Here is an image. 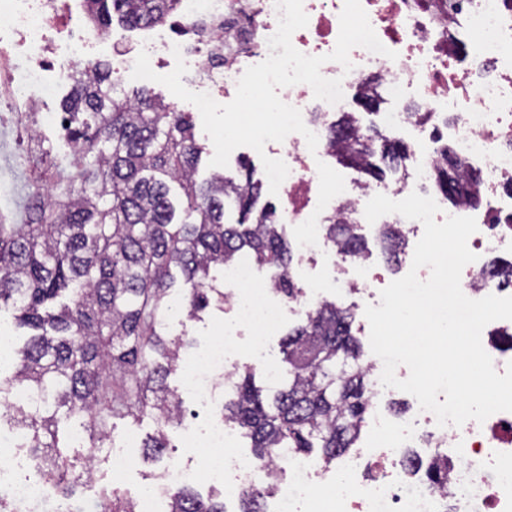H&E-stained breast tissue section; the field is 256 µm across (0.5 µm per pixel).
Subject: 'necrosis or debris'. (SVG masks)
Returning a JSON list of instances; mask_svg holds the SVG:
<instances>
[{
    "mask_svg": "<svg viewBox=\"0 0 512 512\" xmlns=\"http://www.w3.org/2000/svg\"><path fill=\"white\" fill-rule=\"evenodd\" d=\"M83 2L0 0V111L19 116L33 112L39 125L54 124L56 114L39 109L43 94L94 66L106 43L122 65L134 64L143 51L154 63L182 56L188 66L184 85L220 101L235 93L248 67L268 57V40L279 21L275 0H178L169 25L139 28L113 41L97 28ZM361 5L380 42L397 52V59L356 47L349 54L351 70L330 61L321 73L341 79L346 94L366 84L376 86L390 105L377 113V124L410 141L412 162L401 165L394 187L349 181L324 212L357 215L360 234L377 240L384 225L401 218L391 213L368 223L363 216L367 202L379 193L400 200L412 185L422 186L439 207L436 222L450 216L477 222L467 242L477 259L462 270L463 293L472 299L503 295L498 279L484 272L492 259L512 254V0H361ZM343 6L344 0H303L309 22L293 34L294 47L310 56L331 53ZM281 98L300 110L306 127L318 137L313 151L298 133L280 144L289 174L280 186L278 217L287 225L304 222L313 213L310 193L319 184L315 158L329 154L330 128L348 103L316 99L306 84L283 88ZM442 140L478 176L484 207L449 204L433 183L436 144ZM404 223L414 238L422 237L420 221ZM294 251L301 261L328 253L334 271L345 272V285L361 293L364 303L378 304L385 277L368 258L344 259L339 247L323 237L317 245H298ZM259 278L258 268L244 260L225 267L230 290L224 303L235 323L263 342L276 335L291 307L248 295ZM236 361L235 342L217 337L185 383L201 403H208L216 383L230 379ZM194 438L210 450L213 461L204 472L169 464L171 484L206 481L240 491L266 483L267 470L234 450L239 435L227 424H212ZM22 444L20 433L0 434V485L31 512H39L51 490L39 476L25 473ZM442 448L448 451L444 492L425 471ZM412 453L420 456L422 468L408 466ZM276 483L275 504L267 512H512V412L441 427L433 413L417 408L389 431L375 432L334 469L311 457L281 452Z\"/></svg>",
    "mask_w": 512,
    "mask_h": 512,
    "instance_id": "obj_1",
    "label": "necrosis or debris"
}]
</instances>
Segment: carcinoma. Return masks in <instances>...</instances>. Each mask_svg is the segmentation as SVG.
<instances>
[{
	"label": "carcinoma",
	"instance_id": "1",
	"mask_svg": "<svg viewBox=\"0 0 512 512\" xmlns=\"http://www.w3.org/2000/svg\"><path fill=\"white\" fill-rule=\"evenodd\" d=\"M177 0H86L92 19L107 27L113 18L136 27L161 24ZM63 138L70 152L60 158L33 131L37 146L23 164L34 175L20 223L0 214V311L14 312L27 338L14 371L0 376V398L16 385L36 401L0 413L23 430L38 476L54 487L46 512H75L79 488L97 484L95 512H137L136 501L118 486L101 482L102 459L88 454L112 438L114 420L158 423L142 439L143 458L159 459L169 442L165 428L179 424L183 399L168 378L182 351L192 345L168 328L171 305L180 300L188 319L215 305L224 289L213 284V266L243 257L279 275L270 290L295 299L301 289L289 274L293 250L276 207L258 205L261 182L246 164L240 177L214 173L197 182L203 148L188 113L146 87L119 88L111 68L98 63L79 72L72 96L61 104ZM346 112L332 126V155L378 180L400 166L408 146L380 132L356 133ZM434 179L445 197L480 202L476 178L448 146L440 149ZM238 219L224 222L227 204ZM325 237L346 255L366 252L353 222L332 219ZM389 262L406 244L399 224L382 234ZM354 312L332 302L316 305L306 322L282 341L288 381L263 395L255 371L236 372L220 408L224 422L251 442L254 459L275 469L278 454L321 450L330 464L355 447L371 406L369 373L352 333ZM82 426L86 448L72 450L70 426ZM270 483L239 495V512H265ZM169 512H224V493L202 494L190 484L166 491Z\"/></svg>",
	"mask_w": 512,
	"mask_h": 512
}]
</instances>
